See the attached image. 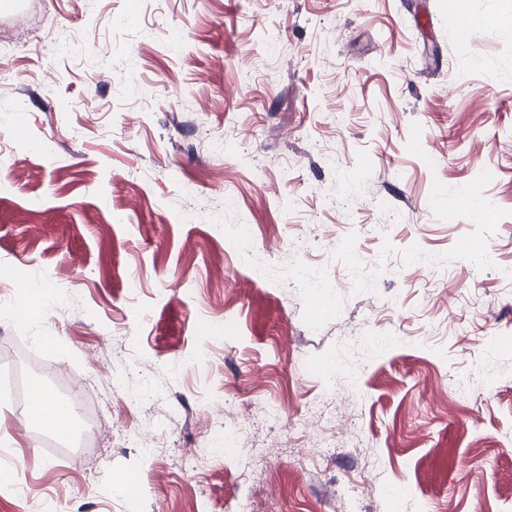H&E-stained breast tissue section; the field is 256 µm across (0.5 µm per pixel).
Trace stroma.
<instances>
[{
    "mask_svg": "<svg viewBox=\"0 0 512 512\" xmlns=\"http://www.w3.org/2000/svg\"><path fill=\"white\" fill-rule=\"evenodd\" d=\"M15 15L0 369L28 384L0 380V512L21 480L59 512H226L218 402L280 414L239 444L271 463L259 512H512V0ZM40 386L98 412L81 453L20 430Z\"/></svg>",
    "mask_w": 512,
    "mask_h": 512,
    "instance_id": "obj_1",
    "label": "stroma"
}]
</instances>
